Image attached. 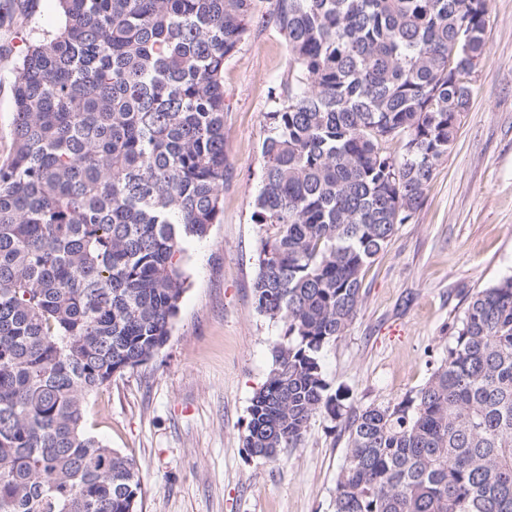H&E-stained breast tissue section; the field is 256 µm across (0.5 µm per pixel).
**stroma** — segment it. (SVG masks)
Returning a JSON list of instances; mask_svg holds the SVG:
<instances>
[{"label": "stroma", "instance_id": "obj_1", "mask_svg": "<svg viewBox=\"0 0 512 512\" xmlns=\"http://www.w3.org/2000/svg\"><path fill=\"white\" fill-rule=\"evenodd\" d=\"M56 29L55 0H0V163L13 151V70L30 21ZM274 24L250 26L224 66V211L183 258L187 288L153 359L87 400L86 430L132 459L138 512H333L347 434L319 414L303 445L267 462L243 446L251 398L282 322L256 308L252 222L271 91L288 72ZM455 143L422 207L365 268L363 302L322 368L354 409L421 388L478 290L512 274V0H490L485 54Z\"/></svg>", "mask_w": 512, "mask_h": 512}]
</instances>
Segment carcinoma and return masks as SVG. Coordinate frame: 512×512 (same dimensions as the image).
<instances>
[{
	"label": "carcinoma",
	"mask_w": 512,
	"mask_h": 512,
	"mask_svg": "<svg viewBox=\"0 0 512 512\" xmlns=\"http://www.w3.org/2000/svg\"><path fill=\"white\" fill-rule=\"evenodd\" d=\"M13 73L0 164V512H136L132 460L87 396L154 358L230 180L224 63L255 0H56ZM288 75L266 113L258 311L283 322L244 447L268 461L345 418L334 512H512V275L478 290L428 381L344 410L322 370L362 275L448 154L488 0H272ZM467 51H453L458 31ZM398 139L401 152L383 143Z\"/></svg>",
	"instance_id": "carcinoma-1"
}]
</instances>
